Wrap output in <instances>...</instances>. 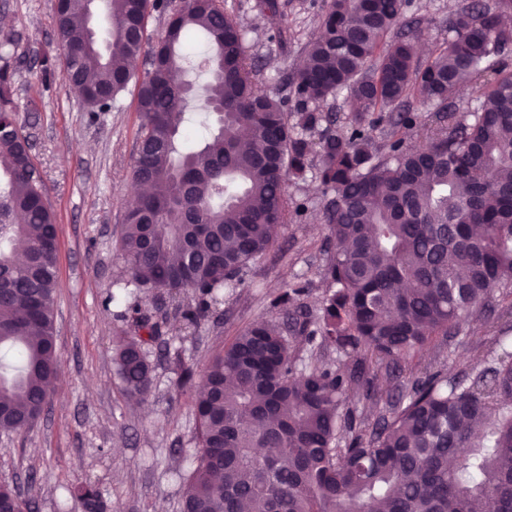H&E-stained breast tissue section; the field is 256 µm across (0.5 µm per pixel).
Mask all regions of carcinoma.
Instances as JSON below:
<instances>
[{
    "label": "carcinoma",
    "instance_id": "obj_1",
    "mask_svg": "<svg viewBox=\"0 0 512 512\" xmlns=\"http://www.w3.org/2000/svg\"><path fill=\"white\" fill-rule=\"evenodd\" d=\"M106 48L92 37L83 0H64L54 23L76 86L92 112H108L137 85L141 120L133 176L150 192L125 213L121 239L127 296L156 291L154 311L126 303L113 348L130 400L154 388L145 345L160 324L198 331L243 285L288 220V180L312 166L306 133L322 128L318 174L332 197L324 217L333 252L315 322L293 310L307 289L274 299L280 325L262 319L237 333L202 372L176 358V387L190 393L198 428L195 465L181 512H512V350L474 378L427 371L372 422L341 411L353 385L383 391L370 367L397 368L456 334L494 302L512 299V0H470L448 39L418 62L416 34L401 23L404 0H328L305 66L285 74L298 100L257 92L246 33L219 0H182L137 77L148 8L165 0H111ZM202 31L209 51L180 49ZM16 43H0V431L21 433L46 410L57 378L55 296L58 222L43 178L19 137ZM492 80H483L487 71ZM478 89L469 118L456 92ZM346 92L344 130L322 109ZM433 107L425 145L402 130ZM224 108V126L211 107ZM205 131L182 146L188 109ZM382 130L383 144L372 131ZM354 354V369L301 364L296 336ZM375 359L367 364L366 357ZM204 388L192 393L196 375ZM85 512H105L102 491L76 487ZM20 492L0 486V512H23Z\"/></svg>",
    "mask_w": 512,
    "mask_h": 512
}]
</instances>
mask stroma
Listing matches in <instances>:
<instances>
[{
  "label": "stroma",
  "instance_id": "obj_1",
  "mask_svg": "<svg viewBox=\"0 0 512 512\" xmlns=\"http://www.w3.org/2000/svg\"><path fill=\"white\" fill-rule=\"evenodd\" d=\"M463 0H407L406 20L418 41L435 48ZM278 21L264 17L258 0H224L247 32L248 55L263 71L260 87L296 99L279 73L297 69L319 27L326 0H279ZM288 29L280 43L278 26ZM18 43V121L30 138L47 199L59 225V278L55 325L59 377L37 423L21 434L0 432V484L17 487L32 512H76L71 489L97 485L107 512H180L184 485L175 471H190L197 448L188 395L175 389V355L204 366L240 330L257 319L278 322L272 304L283 283L306 286L308 313L319 316L330 284L323 221L327 199L315 172L288 183L287 224L272 250L251 262L245 284L225 298L192 340L180 341L178 322L163 325L150 343L154 395L136 411L112 361L119 324L104 301L124 271L120 237L132 187L140 118L136 88L120 95L112 111L90 112L63 77V51L54 29V0H0V37ZM512 345V310L496 305L487 321L467 320L443 345L430 344L403 371H378L375 386L409 389L424 368L464 376L490 365L493 350Z\"/></svg>",
  "mask_w": 512,
  "mask_h": 512
}]
</instances>
